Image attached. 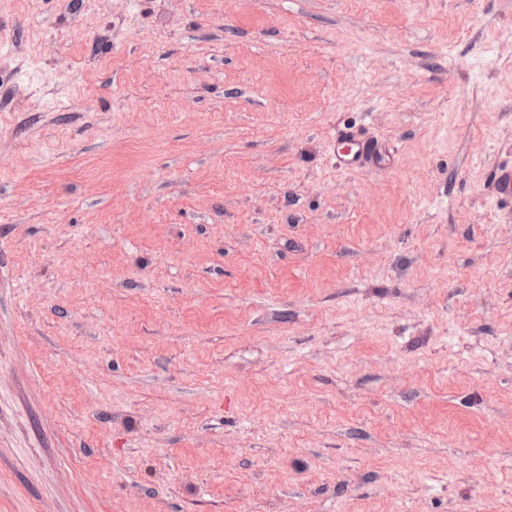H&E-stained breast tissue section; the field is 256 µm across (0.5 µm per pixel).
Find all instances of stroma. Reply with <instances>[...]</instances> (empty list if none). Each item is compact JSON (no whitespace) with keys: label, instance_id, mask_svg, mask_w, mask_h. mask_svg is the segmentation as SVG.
<instances>
[{"label":"stroma","instance_id":"obj_1","mask_svg":"<svg viewBox=\"0 0 512 512\" xmlns=\"http://www.w3.org/2000/svg\"><path fill=\"white\" fill-rule=\"evenodd\" d=\"M508 162L512 0H0V512H512ZM336 165L343 170H356L382 165L384 153L378 141L368 140L351 128H340L334 137Z\"/></svg>","mask_w":512,"mask_h":512}]
</instances>
